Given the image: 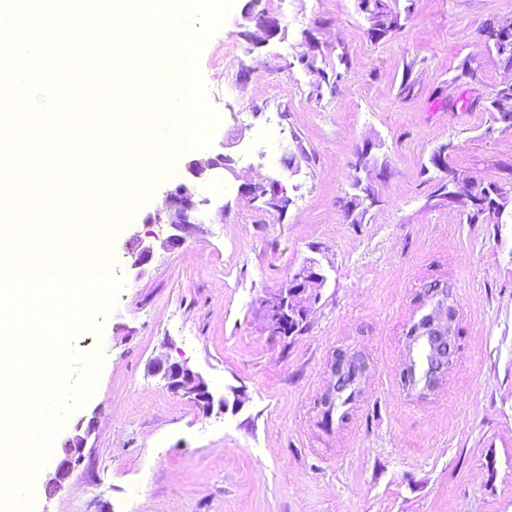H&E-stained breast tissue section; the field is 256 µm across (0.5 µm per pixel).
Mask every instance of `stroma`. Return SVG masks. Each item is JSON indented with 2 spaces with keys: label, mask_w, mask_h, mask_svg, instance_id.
I'll return each instance as SVG.
<instances>
[{
  "label": "stroma",
  "mask_w": 512,
  "mask_h": 512,
  "mask_svg": "<svg viewBox=\"0 0 512 512\" xmlns=\"http://www.w3.org/2000/svg\"><path fill=\"white\" fill-rule=\"evenodd\" d=\"M247 4L235 0L201 52L221 123L191 153L225 151L234 172L199 186L209 204L180 246L148 217L181 167L108 232L124 287L101 334L72 339L101 370L55 441L83 419L93 431L63 490L32 488V512H512V223H472L468 207L436 199L430 162L447 147L458 174L512 194V130L485 109L512 82L485 36L512 24V0H414L381 39L357 0H259L279 25L261 47L246 38ZM272 121L279 137L264 134ZM358 179L376 203L355 221ZM272 181L281 215L241 191ZM140 243L152 259L137 268ZM310 260L326 281L306 323L269 335L262 299ZM437 281L450 286L456 352L411 405L395 379L405 328ZM339 351L369 369L346 419L329 423ZM165 357L239 405L206 415L170 393L150 371Z\"/></svg>",
  "instance_id": "1"
}]
</instances>
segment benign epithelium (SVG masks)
<instances>
[{"instance_id":"1","label":"benign epithelium","mask_w":512,"mask_h":512,"mask_svg":"<svg viewBox=\"0 0 512 512\" xmlns=\"http://www.w3.org/2000/svg\"><path fill=\"white\" fill-rule=\"evenodd\" d=\"M255 30L246 34V38L255 46H260L278 34L276 22L267 15L259 13L254 16ZM488 40L492 42L499 61L508 69H512V27L494 26L486 31ZM232 170L230 158L224 153H216L205 160L193 159L186 164V179L167 191L164 207L157 211L155 219L166 221L182 230L192 224L199 223L202 206L208 200L202 199L196 192L199 183L210 181L215 174ZM246 192L252 199L262 201L269 206L267 196L281 195L280 185L271 182L267 185L246 186ZM325 283V276L317 262L309 261L299 267L288 282L276 292L262 301L265 329L272 336L288 337L299 331L307 320L311 304L319 297V290ZM429 320L433 335L428 341L433 355L429 361L428 380L431 388H436L443 379L446 368L455 353L451 322L454 320L453 309L448 307L441 311L437 308L424 313ZM154 374L160 376L167 388L174 394L190 398L204 413L214 409L223 412L227 409L226 397L215 398L203 376L185 363L170 362L156 359L152 363ZM89 432L76 433L67 438L63 446V456L56 460L45 477L46 495L51 497L64 488L84 458L86 436Z\"/></svg>"}]
</instances>
